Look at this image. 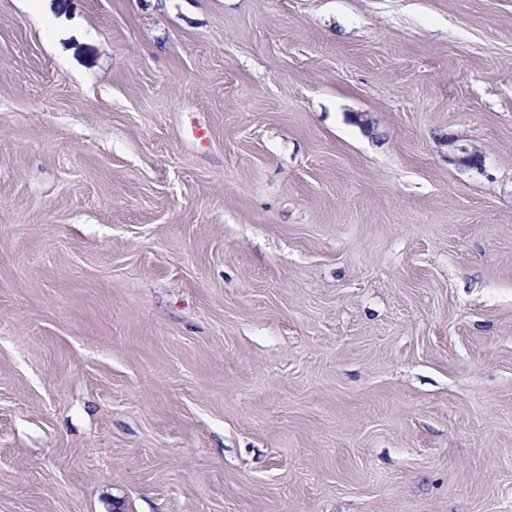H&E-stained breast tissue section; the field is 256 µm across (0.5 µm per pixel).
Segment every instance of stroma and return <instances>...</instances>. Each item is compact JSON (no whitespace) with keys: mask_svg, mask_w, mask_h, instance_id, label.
<instances>
[{"mask_svg":"<svg viewBox=\"0 0 512 512\" xmlns=\"http://www.w3.org/2000/svg\"><path fill=\"white\" fill-rule=\"evenodd\" d=\"M0 512H512V0H0ZM449 159L466 166H476L481 163V155L475 147L457 144V141L448 137Z\"/></svg>","mask_w":512,"mask_h":512,"instance_id":"stroma-1","label":"stroma"}]
</instances>
